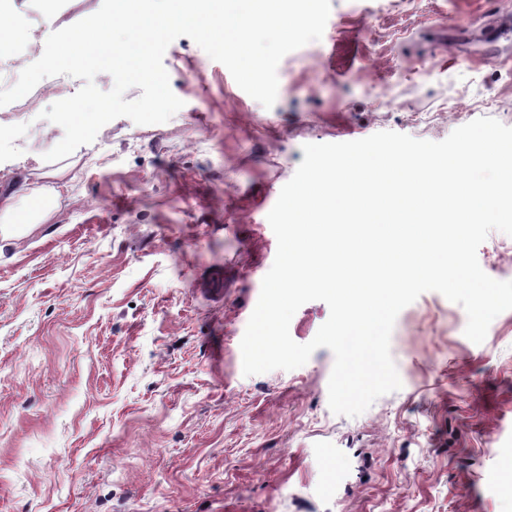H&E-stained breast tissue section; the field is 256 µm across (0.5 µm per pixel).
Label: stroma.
Instances as JSON below:
<instances>
[{
    "label": "stroma",
    "mask_w": 512,
    "mask_h": 512,
    "mask_svg": "<svg viewBox=\"0 0 512 512\" xmlns=\"http://www.w3.org/2000/svg\"><path fill=\"white\" fill-rule=\"evenodd\" d=\"M101 3L6 9L38 44ZM508 17L512 0H331L269 108L183 36L163 57L182 108L58 162L59 125L0 106V187L61 193L0 238V512H512V310L476 344L461 305L420 295L391 336L401 389L354 418L328 406V348L253 376L240 349L303 145L512 126V57L479 44ZM477 256L512 280V236Z\"/></svg>",
    "instance_id": "obj_1"
}]
</instances>
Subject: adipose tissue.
<instances>
[{"mask_svg":"<svg viewBox=\"0 0 512 512\" xmlns=\"http://www.w3.org/2000/svg\"><path fill=\"white\" fill-rule=\"evenodd\" d=\"M59 198L56 187L35 189L24 181L0 189V234L7 236L41 223L57 206Z\"/></svg>","mask_w":512,"mask_h":512,"instance_id":"ef3b65f1","label":"adipose tissue"}]
</instances>
